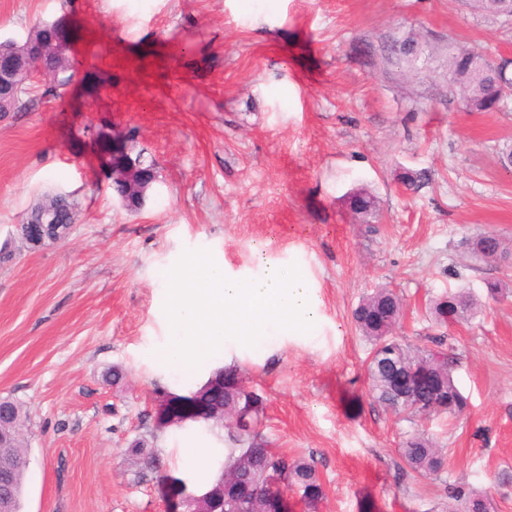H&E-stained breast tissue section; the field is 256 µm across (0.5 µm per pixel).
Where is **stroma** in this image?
Wrapping results in <instances>:
<instances>
[{
	"instance_id": "stroma-1",
	"label": "stroma",
	"mask_w": 512,
	"mask_h": 512,
	"mask_svg": "<svg viewBox=\"0 0 512 512\" xmlns=\"http://www.w3.org/2000/svg\"><path fill=\"white\" fill-rule=\"evenodd\" d=\"M68 33L81 68L42 78L22 111L0 115V398L28 411L24 512H173L174 449L220 448L224 430L155 429L162 392L198 375L155 360L167 335L162 279L204 250L232 275L305 268L314 335L282 336L271 355L235 353L265 401L263 436L313 463L320 512H448V487L491 488L512 512V259L470 250L490 233L512 244V112H468L448 99V41L512 56V24L461 0H0V41L36 26ZM415 31L430 56L398 68L386 47ZM131 138L157 180L125 209L101 164ZM428 178L406 189L399 176ZM377 197L372 223L348 193ZM69 195L75 226L32 247L17 226L45 194ZM507 288L488 297L486 282ZM404 310L395 330L443 339L463 415L406 420L374 402L371 352L352 312L380 287ZM481 302L437 325L448 290ZM121 378H113V369ZM447 450L444 472L410 474L415 432ZM144 442L163 483L142 479Z\"/></svg>"
}]
</instances>
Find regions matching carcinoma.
I'll list each match as a JSON object with an SVG mask.
<instances>
[{
    "mask_svg": "<svg viewBox=\"0 0 512 512\" xmlns=\"http://www.w3.org/2000/svg\"><path fill=\"white\" fill-rule=\"evenodd\" d=\"M471 10L502 17L512 9V0H466ZM421 42L411 32L393 41L389 46L394 55L396 64L402 67L414 68L415 60L419 55ZM503 72L499 69L495 59L489 54L463 45L453 39L448 40V89L450 94L465 102L463 108L468 112H508L512 111V99L504 100L501 96ZM349 205L357 218L365 221L373 217L378 211V201L368 190L360 188L349 197ZM475 243L489 252L505 253L508 250L504 241L495 235H482ZM454 302L456 306L455 320H467L474 315L478 302L468 293L456 290L448 291L437 298L432 307L435 321L443 325L445 319V300ZM381 306L388 307L394 316H399L403 309L401 298L390 288H379L369 294L358 304L354 311V320L362 335L372 345L376 346L382 341L398 344L405 358L415 364L426 360H435L438 366L449 379V389L459 400L463 399L453 379L454 361L440 350L414 349L407 344H399L397 340L387 334V331L376 325L373 320L374 310ZM367 376L370 392L374 399L397 415L407 418L422 415L421 408H402L395 406L393 395L386 388L383 372L367 366ZM263 409H257L248 417V421H238L236 428H231L233 418L223 417V411L213 416L208 425L226 430L225 441L237 452L233 457L226 477H235L248 484L257 491L252 512H259L260 501L266 495L280 491V485H285L299 493L300 500L306 509H317L316 501L323 499V486L314 465L301 460L290 459L288 455L266 449L265 452L247 455V447L254 440H263L261 433ZM27 420V411L23 405L8 402L4 411L0 412V421L13 433L12 451L0 455V472L8 473L13 481L14 490L24 487L27 471V441L22 430ZM401 455L407 467L422 477L440 473L445 465L443 449L429 437L421 434L412 435L401 443ZM449 498L458 503V512H466V504L477 496H491L490 489L475 490L462 485L449 487Z\"/></svg>",
    "mask_w": 512,
    "mask_h": 512,
    "instance_id": "obj_1",
    "label": "carcinoma"
}]
</instances>
